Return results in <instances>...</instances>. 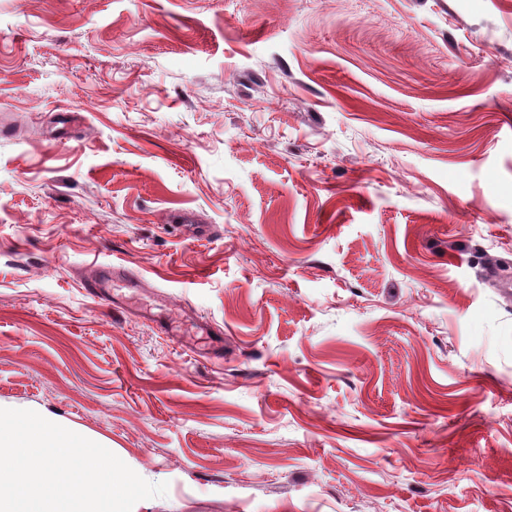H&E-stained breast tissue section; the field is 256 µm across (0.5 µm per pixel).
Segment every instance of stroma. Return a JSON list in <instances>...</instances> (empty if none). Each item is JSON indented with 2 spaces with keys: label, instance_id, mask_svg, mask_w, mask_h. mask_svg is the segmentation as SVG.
<instances>
[{
  "label": "stroma",
  "instance_id": "obj_1",
  "mask_svg": "<svg viewBox=\"0 0 512 512\" xmlns=\"http://www.w3.org/2000/svg\"><path fill=\"white\" fill-rule=\"evenodd\" d=\"M0 125V406L135 512H512V0H0ZM114 286L138 288V278L121 266H101L96 270L94 276L85 282L83 287L87 295L93 300L123 308L120 299L112 294Z\"/></svg>",
  "mask_w": 512,
  "mask_h": 512
}]
</instances>
